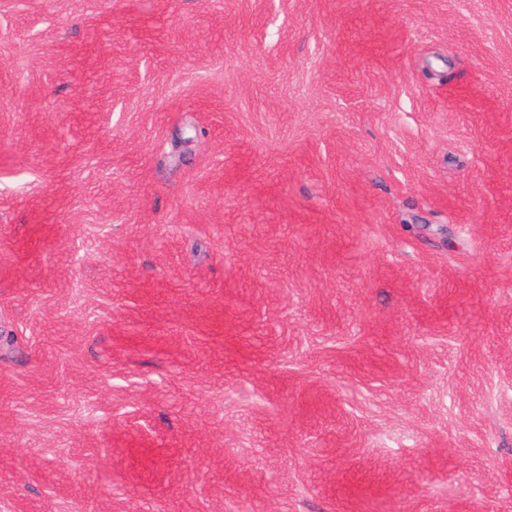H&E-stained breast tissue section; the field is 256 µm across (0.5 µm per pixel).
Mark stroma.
I'll return each mask as SVG.
<instances>
[{
  "instance_id": "35a3bbf8",
  "label": "stroma",
  "mask_w": 512,
  "mask_h": 512,
  "mask_svg": "<svg viewBox=\"0 0 512 512\" xmlns=\"http://www.w3.org/2000/svg\"><path fill=\"white\" fill-rule=\"evenodd\" d=\"M512 512V0H0V512Z\"/></svg>"
}]
</instances>
